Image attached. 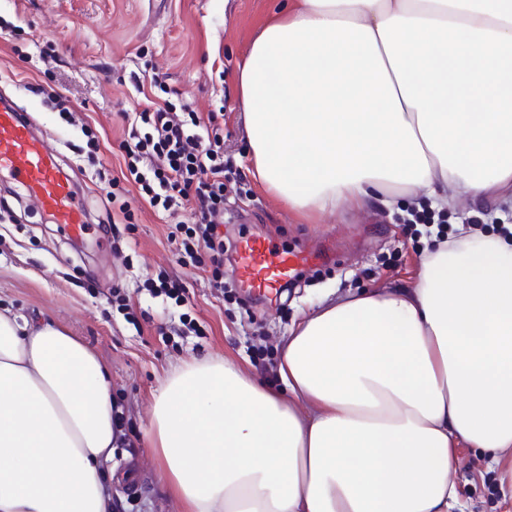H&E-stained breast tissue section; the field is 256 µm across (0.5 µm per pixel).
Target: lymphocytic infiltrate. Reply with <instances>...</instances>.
Here are the masks:
<instances>
[{"instance_id":"obj_1","label":"lymphocytic infiltrate","mask_w":512,"mask_h":512,"mask_svg":"<svg viewBox=\"0 0 512 512\" xmlns=\"http://www.w3.org/2000/svg\"><path fill=\"white\" fill-rule=\"evenodd\" d=\"M121 142L125 169L112 188H135L140 201L167 216L185 215L171 236L181 266L197 269L209 259L208 286L224 294V112H198L146 95L124 113Z\"/></svg>"}]
</instances>
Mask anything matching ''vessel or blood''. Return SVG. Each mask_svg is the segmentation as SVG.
Instances as JSON below:
<instances>
[{"label": "vessel or blood", "instance_id": "1", "mask_svg": "<svg viewBox=\"0 0 512 512\" xmlns=\"http://www.w3.org/2000/svg\"><path fill=\"white\" fill-rule=\"evenodd\" d=\"M8 173L32 204L49 213L65 233L84 231L85 213L72 180L64 173L59 155L35 129L31 113L0 101V173ZM312 254L281 253L270 240H247L239 252L234 277L245 286L266 290L292 279L297 269L315 262Z\"/></svg>", "mask_w": 512, "mask_h": 512}]
</instances>
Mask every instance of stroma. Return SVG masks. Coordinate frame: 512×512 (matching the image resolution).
<instances>
[{"label":"stroma","mask_w":512,"mask_h":512,"mask_svg":"<svg viewBox=\"0 0 512 512\" xmlns=\"http://www.w3.org/2000/svg\"><path fill=\"white\" fill-rule=\"evenodd\" d=\"M272 0H0V93L31 112L45 140L61 154L88 210L79 244L49 223L8 175H0V309L48 316L80 338L107 365L112 399L124 407L127 437L112 451L114 473L135 472L138 489L112 485L116 512H181L162 488L155 458L141 437L153 394L192 359L235 361L247 374L272 382L270 370L292 325L320 299L416 278L427 248L417 224L382 204L341 208L302 218L261 190L249 172L237 65L249 40L269 17ZM49 45V61L39 48ZM159 75L168 90L195 111L224 108V156L231 173L224 203V266L237 260L246 237L271 239L277 248L319 251L280 297L259 302L235 281L216 298L206 279L180 267L168 236L172 219L133 204L132 221L104 235L112 210L113 177L124 167L119 148L123 112L137 93L131 74ZM58 88L81 121L73 126L40 93ZM94 137L102 176L88 171L79 152ZM430 224L495 234L512 222V203L461 199L444 212L420 209ZM180 278L182 304L149 292L158 274ZM200 335L179 336L181 314ZM464 512H505L497 478L475 448L458 451Z\"/></svg>","instance_id":"stroma-1"}]
</instances>
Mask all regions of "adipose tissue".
I'll return each mask as SVG.
<instances>
[{
	"label": "adipose tissue",
	"instance_id": "ef3b65f1",
	"mask_svg": "<svg viewBox=\"0 0 512 512\" xmlns=\"http://www.w3.org/2000/svg\"><path fill=\"white\" fill-rule=\"evenodd\" d=\"M236 84L250 173L292 211L512 199V0H277ZM278 377L204 358L157 390L145 445L186 512H459L464 444L512 502V233L323 300ZM118 441L99 357L0 310V512H112Z\"/></svg>",
	"mask_w": 512,
	"mask_h": 512
}]
</instances>
